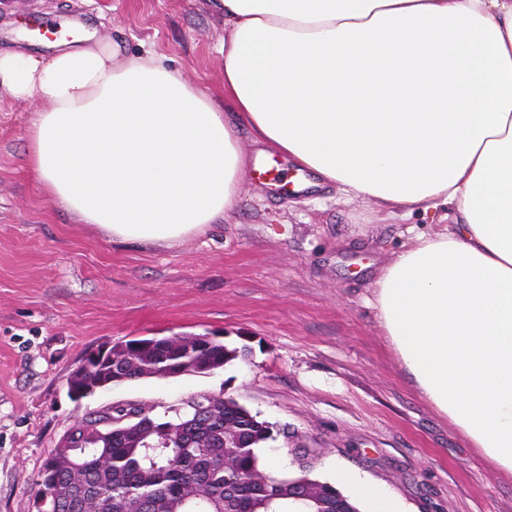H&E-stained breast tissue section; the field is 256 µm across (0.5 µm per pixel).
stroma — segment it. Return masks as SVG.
<instances>
[{"mask_svg": "<svg viewBox=\"0 0 512 512\" xmlns=\"http://www.w3.org/2000/svg\"><path fill=\"white\" fill-rule=\"evenodd\" d=\"M81 29L154 51L224 95V17L213 0H0V52H55ZM42 105L0 95V512H36L33 481L78 416L207 393L277 425L275 476L306 463L378 484L401 512H512V472L417 392L377 319L374 285L442 211L343 197L315 173L301 194L244 176L218 223L169 244L120 242L48 201L26 170ZM214 333L246 358L211 374L146 378L73 401L71 372L133 338Z\"/></svg>", "mask_w": 512, "mask_h": 512, "instance_id": "stroma-1", "label": "stroma"}]
</instances>
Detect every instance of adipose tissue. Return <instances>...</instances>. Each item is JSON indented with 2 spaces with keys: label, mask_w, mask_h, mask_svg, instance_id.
Wrapping results in <instances>:
<instances>
[{
  "label": "adipose tissue",
  "mask_w": 512,
  "mask_h": 512,
  "mask_svg": "<svg viewBox=\"0 0 512 512\" xmlns=\"http://www.w3.org/2000/svg\"><path fill=\"white\" fill-rule=\"evenodd\" d=\"M224 92L106 44L0 53V88L43 104L27 170L118 240L173 243L232 208L237 126L389 208L454 206L376 282L378 320L421 396L512 471V0H215ZM366 512H399L337 472Z\"/></svg>",
  "instance_id": "1"
}]
</instances>
